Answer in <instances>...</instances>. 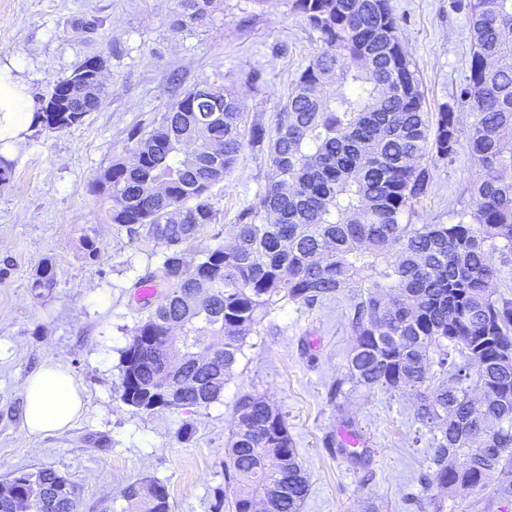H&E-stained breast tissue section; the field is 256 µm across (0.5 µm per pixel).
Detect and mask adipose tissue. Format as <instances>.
I'll list each match as a JSON object with an SVG mask.
<instances>
[{
    "label": "adipose tissue",
    "mask_w": 512,
    "mask_h": 512,
    "mask_svg": "<svg viewBox=\"0 0 512 512\" xmlns=\"http://www.w3.org/2000/svg\"><path fill=\"white\" fill-rule=\"evenodd\" d=\"M33 120L26 86L9 71L0 70V140L7 141L28 129ZM23 428L38 436L71 423L82 401L74 377L50 364L33 373L24 386Z\"/></svg>",
    "instance_id": "1"
}]
</instances>
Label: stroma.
Listing matches in <instances>:
<instances>
[{
  "instance_id": "1",
  "label": "stroma",
  "mask_w": 512,
  "mask_h": 512,
  "mask_svg": "<svg viewBox=\"0 0 512 512\" xmlns=\"http://www.w3.org/2000/svg\"><path fill=\"white\" fill-rule=\"evenodd\" d=\"M400 37L428 106L451 102L468 73L469 19L461 0H392ZM175 0H0V65H10L31 97L86 58L105 60L103 106L82 126L23 131L0 183V482L18 470L51 466L79 487L82 512H114L124 487L166 484L172 512H229L221 506L224 461L238 396L265 397L284 416L309 480L300 512H418L429 447L413 402L402 391L347 393L329 385L353 345L346 300L273 311L249 336L219 401L205 409L136 413L119 400L120 358L140 320L134 283L153 270L162 244L130 240L109 224L88 185L121 152L134 124L148 125L177 97L202 85L239 95L248 123L272 126L294 80L319 49L286 0H216L208 19L172 31ZM94 23L86 33L74 20ZM178 74L172 84L170 74ZM266 154L248 151L212 190L220 225L235 223L266 182ZM476 173L467 152L439 165L419 223H445ZM101 251L89 258L86 239ZM55 285L34 296L41 261ZM80 383L83 410L64 430L34 437L22 427L26 378L48 362ZM190 435H183V428ZM354 436L373 449L369 473L326 448L328 436ZM444 512H512L496 480L446 498Z\"/></svg>"
}]
</instances>
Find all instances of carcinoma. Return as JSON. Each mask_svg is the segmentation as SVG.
Returning <instances> with one entry per match:
<instances>
[{"label": "carcinoma", "instance_id": "cac0c4a2", "mask_svg": "<svg viewBox=\"0 0 512 512\" xmlns=\"http://www.w3.org/2000/svg\"><path fill=\"white\" fill-rule=\"evenodd\" d=\"M213 0H176L172 28L202 23ZM316 32L320 49L295 79L273 127L247 124L236 94L186 92L150 131L131 130L121 154L90 183L108 220L132 240L165 245L143 280L165 291L150 304L122 352L120 400L136 413L164 407L158 381L136 352L162 355L178 327L176 351L214 353L185 368L178 408L219 400L248 337L282 301L306 307L344 297L354 339L343 386L407 391L415 419L431 435L424 488L444 497L482 489L492 473L512 497V0H466L473 52L453 98L430 112L390 0H287ZM87 62L55 79L34 128L64 131L102 104L81 87ZM266 150L269 173L256 201L230 226L232 242L187 260L217 223L209 191L245 150ZM466 149L477 172L469 202L444 224H416L437 162ZM177 210L182 219L169 218ZM141 280V281H143ZM136 281L135 285H140ZM55 284L52 264L34 269L30 288ZM223 337L207 343L204 337ZM364 466L370 451L336 442ZM234 512H300L308 480L283 415L264 398L235 402L224 464ZM26 512H80L79 487L53 467L11 479ZM138 483L121 492L120 512H170L167 486Z\"/></svg>", "mask_w": 512, "mask_h": 512}]
</instances>
